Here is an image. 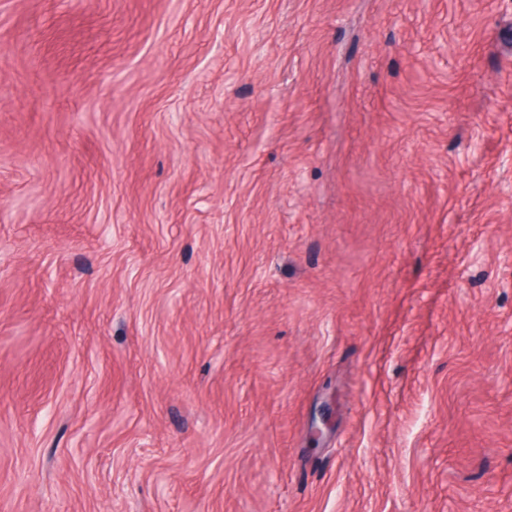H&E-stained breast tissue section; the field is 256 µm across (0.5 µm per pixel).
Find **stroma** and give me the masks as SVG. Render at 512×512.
Returning <instances> with one entry per match:
<instances>
[{
    "label": "stroma",
    "mask_w": 512,
    "mask_h": 512,
    "mask_svg": "<svg viewBox=\"0 0 512 512\" xmlns=\"http://www.w3.org/2000/svg\"><path fill=\"white\" fill-rule=\"evenodd\" d=\"M0 512H512V0H0Z\"/></svg>",
    "instance_id": "obj_1"
}]
</instances>
